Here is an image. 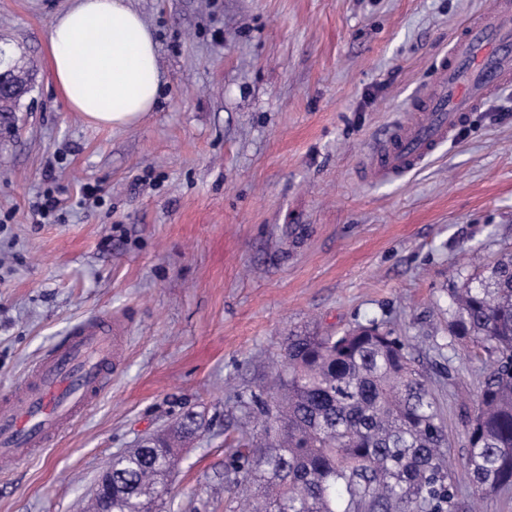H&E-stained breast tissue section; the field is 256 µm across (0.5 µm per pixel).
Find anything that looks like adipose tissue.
Listing matches in <instances>:
<instances>
[{
  "instance_id": "ef3b65f1",
  "label": "adipose tissue",
  "mask_w": 512,
  "mask_h": 512,
  "mask_svg": "<svg viewBox=\"0 0 512 512\" xmlns=\"http://www.w3.org/2000/svg\"><path fill=\"white\" fill-rule=\"evenodd\" d=\"M47 46L58 91L85 121L126 127L153 111L156 45L127 0H73L51 22Z\"/></svg>"
}]
</instances>
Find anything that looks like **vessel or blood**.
Wrapping results in <instances>:
<instances>
[{
    "instance_id": "1",
    "label": "vessel or blood",
    "mask_w": 512,
    "mask_h": 512,
    "mask_svg": "<svg viewBox=\"0 0 512 512\" xmlns=\"http://www.w3.org/2000/svg\"><path fill=\"white\" fill-rule=\"evenodd\" d=\"M511 83L512 0H493L460 25L411 112L373 146L364 176L401 178ZM122 344L111 317L98 315L38 359L21 387L0 396V459L30 457L87 412L118 370Z\"/></svg>"
}]
</instances>
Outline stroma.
Segmentation results:
<instances>
[{
    "label": "stroma",
    "instance_id": "35a3bbf8",
    "mask_svg": "<svg viewBox=\"0 0 512 512\" xmlns=\"http://www.w3.org/2000/svg\"><path fill=\"white\" fill-rule=\"evenodd\" d=\"M70 3L0 0V38L38 70L0 133V390L87 316L115 317L127 344L92 409L0 469V512H90L112 456L189 410L204 432L161 512H237V394L290 333L371 321L413 345L464 461L483 366L434 346L451 289L512 247V85L401 180L360 172L490 0H130L163 81L122 128L84 122L56 89L46 32Z\"/></svg>",
    "mask_w": 512,
    "mask_h": 512
}]
</instances>
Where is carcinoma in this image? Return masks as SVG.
<instances>
[{"mask_svg":"<svg viewBox=\"0 0 512 512\" xmlns=\"http://www.w3.org/2000/svg\"><path fill=\"white\" fill-rule=\"evenodd\" d=\"M18 57L0 114L13 116L35 80ZM488 369L467 455L448 451L442 408L409 344L374 321L339 336L292 334L269 385L238 397L260 429L242 438L227 478L251 512H459L458 482L512 489V249L470 274L448 304V342ZM203 425L188 412L149 447L112 457V512H150L171 493L179 449Z\"/></svg>","mask_w":512,"mask_h":512,"instance_id":"1","label":"carcinoma"}]
</instances>
